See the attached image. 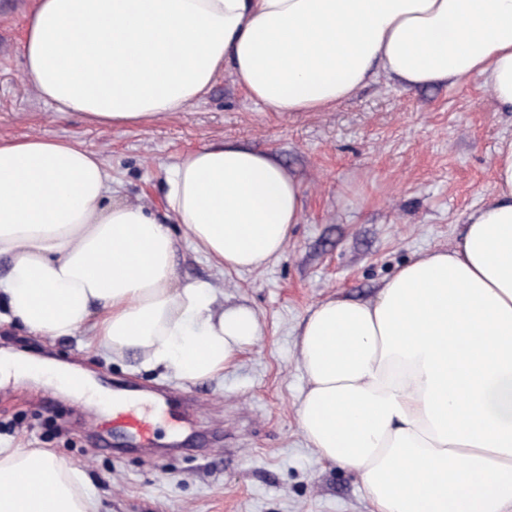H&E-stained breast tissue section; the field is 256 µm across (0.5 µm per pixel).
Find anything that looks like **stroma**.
<instances>
[{
	"instance_id": "35a3bbf8",
	"label": "stroma",
	"mask_w": 512,
	"mask_h": 512,
	"mask_svg": "<svg viewBox=\"0 0 512 512\" xmlns=\"http://www.w3.org/2000/svg\"><path fill=\"white\" fill-rule=\"evenodd\" d=\"M29 0H0V138L45 134L81 141L112 168L122 196L163 204L164 170L179 154L220 141L273 151L305 187L301 224L284 254L254 271L221 272L183 244L180 277L209 281L263 329L258 346L223 378L185 382L127 358L110 360L85 333L46 339L0 324V349L55 359L104 389L164 396L189 422L168 441L135 448L97 406L30 381L0 383V446L41 448L78 468L99 512H369L357 475L317 461L293 402L304 385L294 339L307 311L333 295L373 298L419 254L453 245L470 210L493 191L496 149L512 137V111L481 78L461 87L407 89L381 77L330 112L265 111L231 77L186 111L143 126L57 119L22 69Z\"/></svg>"
}]
</instances>
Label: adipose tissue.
<instances>
[{"mask_svg": "<svg viewBox=\"0 0 512 512\" xmlns=\"http://www.w3.org/2000/svg\"><path fill=\"white\" fill-rule=\"evenodd\" d=\"M22 55L58 118L112 127L186 111L226 73L269 112L328 111L379 74L407 88L478 76L512 108V0H31ZM162 189L153 212L78 140H0V318L88 332L183 381L223 374L262 325L180 279L171 227L220 270H257L285 252L303 188L273 152L223 141L183 153ZM295 348L299 429L359 476L371 512H512V138L457 245L372 300L320 302ZM0 369L70 389L52 360ZM0 512L98 508L52 453L0 448Z\"/></svg>", "mask_w": 512, "mask_h": 512, "instance_id": "obj_1", "label": "adipose tissue"}]
</instances>
